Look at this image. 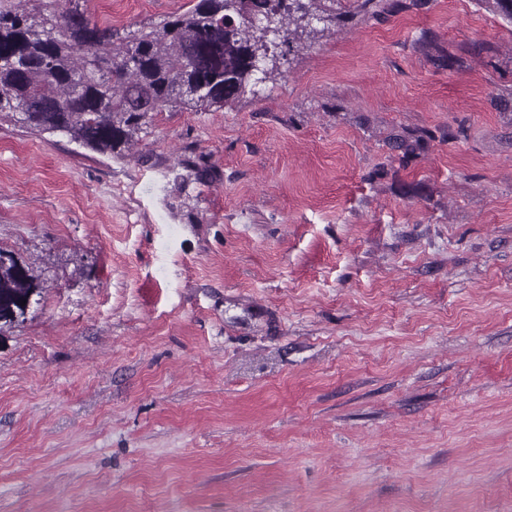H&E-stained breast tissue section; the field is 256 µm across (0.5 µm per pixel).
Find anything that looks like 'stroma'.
I'll return each instance as SVG.
<instances>
[{"label": "stroma", "instance_id": "35a3bbf8", "mask_svg": "<svg viewBox=\"0 0 512 512\" xmlns=\"http://www.w3.org/2000/svg\"><path fill=\"white\" fill-rule=\"evenodd\" d=\"M330 8L118 154L0 115V512H512V22ZM9 262V255L2 254L0 264L5 266H0V328L2 325H12L18 321V317H14V312L21 310V300L28 298L23 306L27 312L34 303V294H29L32 290H37L36 296H40L43 289L39 277L34 275L32 268Z\"/></svg>", "mask_w": 512, "mask_h": 512}]
</instances>
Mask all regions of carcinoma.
Instances as JSON below:
<instances>
[{
  "instance_id": "1",
  "label": "carcinoma",
  "mask_w": 512,
  "mask_h": 512,
  "mask_svg": "<svg viewBox=\"0 0 512 512\" xmlns=\"http://www.w3.org/2000/svg\"><path fill=\"white\" fill-rule=\"evenodd\" d=\"M59 0H0V113L119 153L156 112L219 111L263 82L301 30L332 20L322 0H196L158 26L117 37ZM263 66L257 77L251 60ZM42 291L27 265L0 266V326Z\"/></svg>"
}]
</instances>
